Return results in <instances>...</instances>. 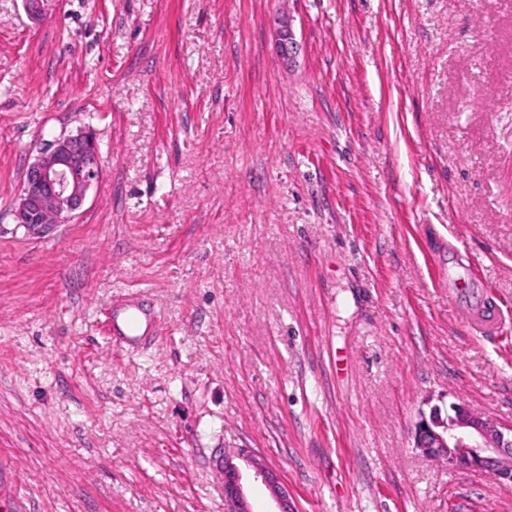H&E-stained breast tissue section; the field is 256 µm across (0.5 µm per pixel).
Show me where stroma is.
Returning a JSON list of instances; mask_svg holds the SVG:
<instances>
[{"label":"stroma","mask_w":512,"mask_h":512,"mask_svg":"<svg viewBox=\"0 0 512 512\" xmlns=\"http://www.w3.org/2000/svg\"><path fill=\"white\" fill-rule=\"evenodd\" d=\"M86 126L99 183L27 233L28 163ZM124 292L163 323L135 355L97 326ZM452 402L512 425V0H0V459L30 512H228L223 454L251 512L256 461L292 512H512L415 451Z\"/></svg>","instance_id":"1"}]
</instances>
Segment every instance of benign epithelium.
Here are the masks:
<instances>
[{
  "instance_id": "1",
  "label": "benign epithelium",
  "mask_w": 512,
  "mask_h": 512,
  "mask_svg": "<svg viewBox=\"0 0 512 512\" xmlns=\"http://www.w3.org/2000/svg\"><path fill=\"white\" fill-rule=\"evenodd\" d=\"M281 56L291 60L298 51L288 21L277 32ZM102 176L101 156L91 131L53 136L43 140L28 164L16 224L33 234H43L70 219L85 204ZM413 448L423 456L446 462L465 473H488L501 483H512V425L502 426L464 403L451 404L447 417L439 409L420 414L413 431ZM257 474L280 503L283 491L276 475L266 467ZM224 498L231 512H250L236 466L224 458Z\"/></svg>"
}]
</instances>
